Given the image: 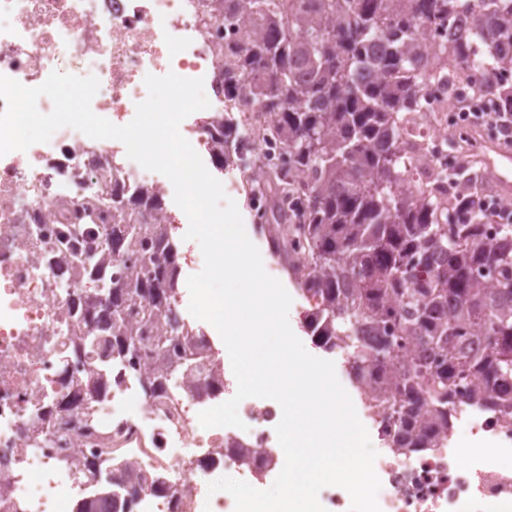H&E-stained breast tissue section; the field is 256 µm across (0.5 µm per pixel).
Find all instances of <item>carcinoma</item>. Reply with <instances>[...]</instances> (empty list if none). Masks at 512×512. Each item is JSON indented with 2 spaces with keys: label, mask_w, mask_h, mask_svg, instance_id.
Returning a JSON list of instances; mask_svg holds the SVG:
<instances>
[{
  "label": "carcinoma",
  "mask_w": 512,
  "mask_h": 512,
  "mask_svg": "<svg viewBox=\"0 0 512 512\" xmlns=\"http://www.w3.org/2000/svg\"><path fill=\"white\" fill-rule=\"evenodd\" d=\"M464 9L470 28L424 50L423 35H437ZM214 19L241 32L224 45V96L254 103L266 118L256 136H273L288 157L281 178L263 181L269 218L261 230L316 299L318 344L333 336L350 350L357 390L377 378L402 398V448L429 447L406 419L441 416L464 375L475 381L470 399L492 397L511 411L512 224L491 239L482 213H460L461 179L442 197L411 182L397 122L420 109L427 80L446 67L512 112V0H224ZM210 125L217 162L246 165L238 121L222 112ZM294 193L303 196L299 216L286 205ZM118 218L112 244L90 262L134 253L138 263L113 276L112 308L93 312L94 327L111 336L114 358L137 356L151 337L157 367L138 375L145 391L161 392L178 371L196 392V374L211 375L218 363L202 334L177 339L187 327L176 307L170 227L133 210ZM389 324L438 352V364L415 359L391 375ZM466 336L483 350L469 351ZM132 471L112 472V512H132L133 496L121 492Z\"/></svg>",
  "instance_id": "obj_1"
}]
</instances>
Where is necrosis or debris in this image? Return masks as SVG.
Instances as JSON below:
<instances>
[{
    "label": "necrosis or debris",
    "instance_id": "obj_1",
    "mask_svg": "<svg viewBox=\"0 0 512 512\" xmlns=\"http://www.w3.org/2000/svg\"><path fill=\"white\" fill-rule=\"evenodd\" d=\"M213 0H0V75L25 86L55 70L100 81L95 114L128 124L146 99V75L200 78L210 112L235 110L224 96V59L231 40L211 22ZM456 80L429 84L420 114L399 129L417 179L447 188L455 164L452 139L468 137L469 113L487 111L479 93L453 108ZM124 144L63 128L46 143L0 157V512H112L100 483L120 461L159 480L158 495H139L134 512H197V472H221L270 488L284 465L275 427L282 410L271 399L238 406L243 428H202L214 407L207 391L170 381L145 394L136 367L109 344L78 342L87 325L68 280L80 267L88 280L111 282L113 267L86 264L103 251L116 207L147 208L164 194ZM377 453L381 512H512V412L475 403L457 386L448 425L429 448H395L393 407L365 400ZM251 450L242 459L226 439Z\"/></svg>",
    "mask_w": 512,
    "mask_h": 512
}]
</instances>
